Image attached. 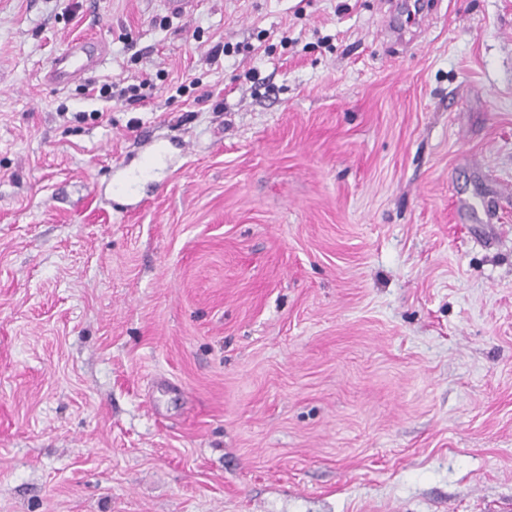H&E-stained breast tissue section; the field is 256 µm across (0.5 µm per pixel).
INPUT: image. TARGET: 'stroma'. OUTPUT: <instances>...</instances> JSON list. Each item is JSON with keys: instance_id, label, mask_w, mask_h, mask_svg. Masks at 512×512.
<instances>
[{"instance_id": "obj_1", "label": "stroma", "mask_w": 512, "mask_h": 512, "mask_svg": "<svg viewBox=\"0 0 512 512\" xmlns=\"http://www.w3.org/2000/svg\"><path fill=\"white\" fill-rule=\"evenodd\" d=\"M434 2L0 0V512H512V0ZM98 47L88 43H74L67 46L55 58L47 73V81L60 87L88 73L94 68L96 58L100 54Z\"/></svg>"}]
</instances>
